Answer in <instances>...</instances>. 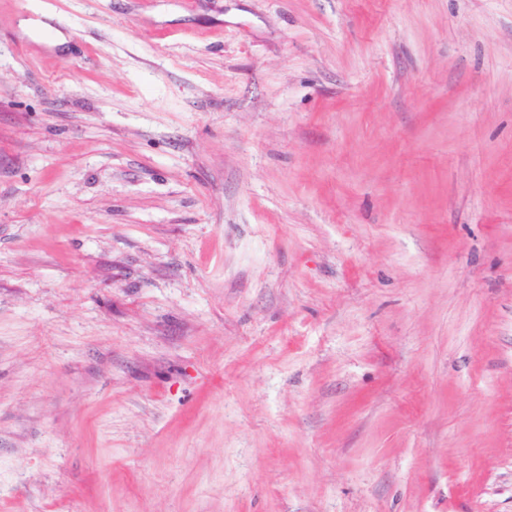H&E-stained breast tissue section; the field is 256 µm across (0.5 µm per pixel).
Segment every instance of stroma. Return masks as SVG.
<instances>
[{
    "label": "stroma",
    "instance_id": "1",
    "mask_svg": "<svg viewBox=\"0 0 512 512\" xmlns=\"http://www.w3.org/2000/svg\"><path fill=\"white\" fill-rule=\"evenodd\" d=\"M0 512H512V0H0Z\"/></svg>",
    "mask_w": 512,
    "mask_h": 512
}]
</instances>
